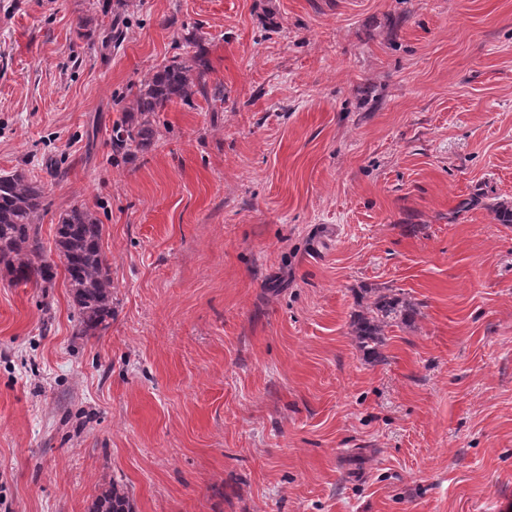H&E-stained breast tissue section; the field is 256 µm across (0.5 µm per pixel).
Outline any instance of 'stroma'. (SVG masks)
Listing matches in <instances>:
<instances>
[{
    "mask_svg": "<svg viewBox=\"0 0 512 512\" xmlns=\"http://www.w3.org/2000/svg\"><path fill=\"white\" fill-rule=\"evenodd\" d=\"M187 28L208 94L117 147ZM17 169L49 258L99 219L112 320L0 270V512H512V0H0ZM415 315V305L391 290L377 295L371 306L356 314L352 333L358 347L374 362H384L380 347L385 342V328L394 324L410 325ZM93 512H132V509L124 491L112 483V486L98 497Z\"/></svg>",
    "mask_w": 512,
    "mask_h": 512,
    "instance_id": "stroma-1",
    "label": "stroma"
}]
</instances>
